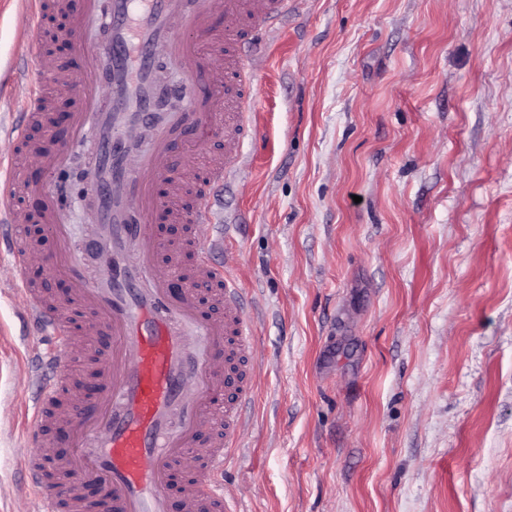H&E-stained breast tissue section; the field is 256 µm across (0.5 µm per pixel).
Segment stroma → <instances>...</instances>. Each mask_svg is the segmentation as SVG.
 I'll list each match as a JSON object with an SVG mask.
<instances>
[{"label":"stroma","instance_id":"1","mask_svg":"<svg viewBox=\"0 0 512 512\" xmlns=\"http://www.w3.org/2000/svg\"><path fill=\"white\" fill-rule=\"evenodd\" d=\"M20 12L0 0V149ZM258 125L214 257L255 312L224 474L244 512H512V0H300L251 45ZM91 138L71 146L83 244ZM0 283V512H37L33 329Z\"/></svg>","mask_w":512,"mask_h":512}]
</instances>
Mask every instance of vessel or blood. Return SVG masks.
Returning <instances> with one entry per match:
<instances>
[{
  "instance_id": "b4317fda",
  "label": "vessel or blood",
  "mask_w": 512,
  "mask_h": 512,
  "mask_svg": "<svg viewBox=\"0 0 512 512\" xmlns=\"http://www.w3.org/2000/svg\"><path fill=\"white\" fill-rule=\"evenodd\" d=\"M51 10L67 14L64 35L78 62L60 66L26 51L13 81L48 70L57 86L77 93L71 134L91 135L96 145L86 174L88 244L80 254L70 247L64 185L16 177L23 160L54 168L70 162L67 147L47 152L26 141L51 117L50 102L36 93L17 116L12 150L0 155V252H15L14 226L35 218L20 196H38L37 218L58 241L49 272L69 281L88 318L79 335H68L60 306L25 276L15 277L25 319L47 340L31 372L27 482L45 488L43 458L64 428L70 451L59 468L72 481L48 498L44 512H86V480L107 488V512H240L224 494V458L247 426L256 353L240 293L212 262L224 243L203 227L214 221L215 197L241 170L256 124L253 97L226 92L228 84L255 81L262 69L236 47L273 32L288 0H80L75 10L69 0H30L22 43L39 38ZM95 24L104 32L99 44L84 38ZM164 64L182 73L178 89L162 82ZM216 124L224 150L207 157L206 136ZM161 219L187 225L186 236L164 243L155 231ZM187 324L206 343L202 357L186 349ZM99 334L110 343L98 361L97 394L62 407L67 375L58 352L79 357Z\"/></svg>"
}]
</instances>
